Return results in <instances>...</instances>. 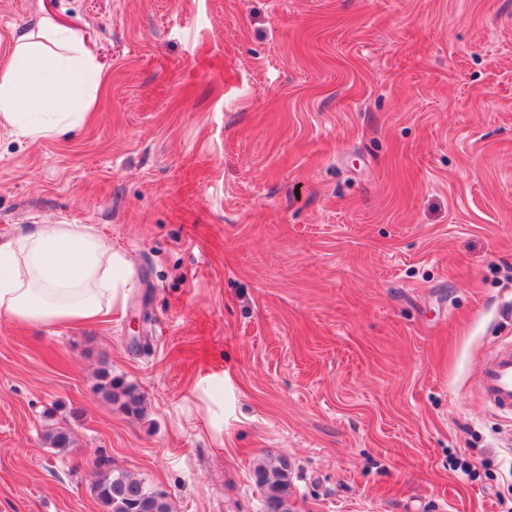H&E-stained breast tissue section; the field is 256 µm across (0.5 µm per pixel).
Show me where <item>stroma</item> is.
Masks as SVG:
<instances>
[{"label": "stroma", "mask_w": 512, "mask_h": 512, "mask_svg": "<svg viewBox=\"0 0 512 512\" xmlns=\"http://www.w3.org/2000/svg\"><path fill=\"white\" fill-rule=\"evenodd\" d=\"M44 17L104 82L0 130V242L88 224L134 286L0 321V512H102V453L173 512H265L270 454L292 512H512L474 382L512 337V0H0V60ZM98 391L104 398L114 403L121 402V408L126 414L138 417L143 412V397L135 386L127 384L120 377H112L105 373L100 378ZM291 475V464L284 456H276L274 461L259 464L254 468V484L265 498L267 512L291 511Z\"/></svg>", "instance_id": "obj_1"}]
</instances>
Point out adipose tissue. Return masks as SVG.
<instances>
[{
    "mask_svg": "<svg viewBox=\"0 0 512 512\" xmlns=\"http://www.w3.org/2000/svg\"><path fill=\"white\" fill-rule=\"evenodd\" d=\"M103 73L52 19L20 34L0 64V126L31 140L89 117ZM124 253L92 227L43 224L0 243V319L49 327L108 320L132 288Z\"/></svg>",
    "mask_w": 512,
    "mask_h": 512,
    "instance_id": "ef3b65f1",
    "label": "adipose tissue"
}]
</instances>
